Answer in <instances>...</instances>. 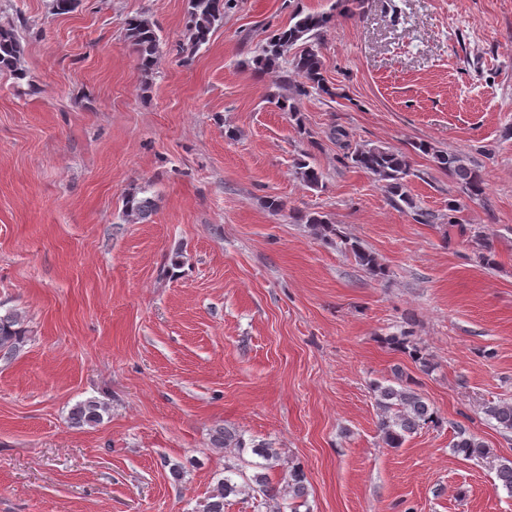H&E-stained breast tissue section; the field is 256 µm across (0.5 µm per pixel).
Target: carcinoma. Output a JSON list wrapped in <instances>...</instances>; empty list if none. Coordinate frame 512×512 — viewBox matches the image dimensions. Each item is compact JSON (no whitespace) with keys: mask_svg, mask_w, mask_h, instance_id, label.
Returning <instances> with one entry per match:
<instances>
[{"mask_svg":"<svg viewBox=\"0 0 512 512\" xmlns=\"http://www.w3.org/2000/svg\"><path fill=\"white\" fill-rule=\"evenodd\" d=\"M238 0H187V38L192 50L207 44L216 25L222 23L224 14L237 7ZM365 0H336L333 12H304L297 10L291 14L288 25L271 31L255 47L253 62L258 71L279 70L285 67L279 76L276 87L279 92L273 94L278 107L295 120L300 138L309 140L312 133L300 118V106L304 99L313 95L336 97L334 87L325 78L324 62L320 51L323 33L330 28L336 15L354 16L364 9ZM125 37L132 44L137 55V64L145 77L152 76L161 57V39L156 24L147 12L131 16L124 21ZM24 45L20 28L13 23H0V73L13 80L16 85L31 84L29 71L23 64ZM336 145L342 151V157L354 167L371 174L375 180L383 183L395 206L405 204L413 220L419 224H432L439 220L450 226L464 222L463 205L454 198L448 199V212L436 216L421 209L414 201L410 189V177L413 176L409 155L405 152L368 146L351 139L343 129L330 132ZM416 153L432 157L436 166L448 173V177L458 184L463 193L471 200L480 199L485 193V178L482 170L467 156L458 152L437 149L427 142L413 145ZM297 174L309 187L323 186L322 172L304 159L296 162ZM156 200L149 196L139 197L133 193L125 200L126 220L132 224L147 221L156 210ZM298 222L311 224L324 234H336V228L330 219L320 212H309L298 217ZM478 258L485 265L495 263L496 253L492 242L481 232L475 234ZM350 250L359 264L375 275H385L384 267L370 252L356 243H350ZM28 330L22 315L16 312L0 314V357L11 358L22 348ZM390 344L408 351L409 356L422 367H428L427 358L421 349L408 346L405 338L393 337ZM377 408L380 411L379 431L382 441L391 448L399 447L405 435L419 427L437 421L436 412L426 402L425 397L410 384L396 379V385L378 384L374 388ZM104 406L95 400L77 404L71 413L77 426L94 425L101 421ZM484 413L495 420L505 430H512V402L491 401L485 404ZM216 447L233 451L234 457L241 458L246 443L241 435L224 430L215 439ZM455 452L469 460H482L489 455V448L474 434L460 427L457 440L452 444ZM251 452L265 460L262 468L269 469L279 461V453L266 443H252ZM224 479L218 482L209 496L203 512H224L226 499L238 495L245 489L261 493L269 500H276L281 491L270 482L267 474L256 473L243 487L234 480L239 473L237 464L224 463ZM288 497L302 498L306 490V475L302 467H288Z\"/></svg>","mask_w":512,"mask_h":512,"instance_id":"cac0c4a2","label":"carcinoma"}]
</instances>
